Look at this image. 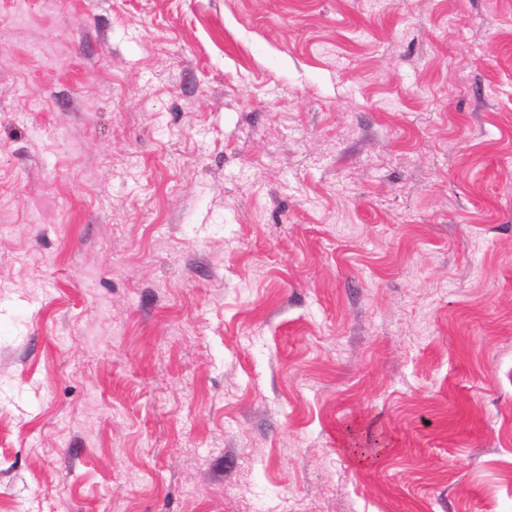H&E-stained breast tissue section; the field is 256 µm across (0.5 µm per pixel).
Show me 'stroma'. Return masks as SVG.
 I'll list each match as a JSON object with an SVG mask.
<instances>
[{"mask_svg": "<svg viewBox=\"0 0 512 512\" xmlns=\"http://www.w3.org/2000/svg\"><path fill=\"white\" fill-rule=\"evenodd\" d=\"M1 26L0 512H512V0Z\"/></svg>", "mask_w": 512, "mask_h": 512, "instance_id": "35a3bbf8", "label": "stroma"}]
</instances>
